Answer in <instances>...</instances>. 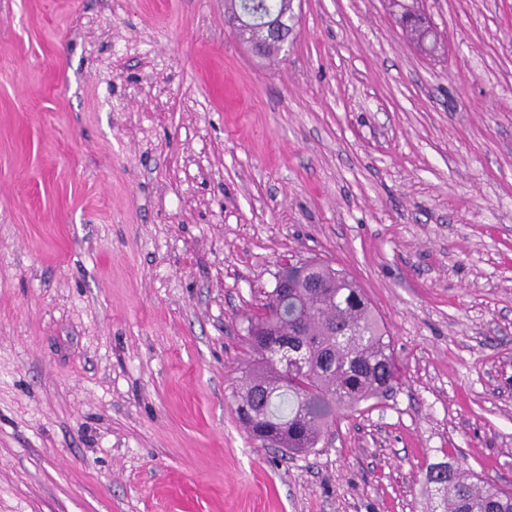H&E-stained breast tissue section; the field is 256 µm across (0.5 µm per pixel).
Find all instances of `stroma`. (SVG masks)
<instances>
[{"label": "stroma", "mask_w": 512, "mask_h": 512, "mask_svg": "<svg viewBox=\"0 0 512 512\" xmlns=\"http://www.w3.org/2000/svg\"><path fill=\"white\" fill-rule=\"evenodd\" d=\"M0 0V512H433L512 489V0ZM346 271L401 378L283 456L237 420L286 263ZM240 3L244 2H258L264 11L271 13V15L259 16L258 12L249 8H243L241 4L236 5L228 16V22L239 35L251 34L256 42L274 41L277 42L283 50H288V44L293 39V28L286 23L281 24L280 20L275 21L274 16L280 17L288 12V4L286 0H238ZM265 1V3H262ZM263 4V6H262ZM402 11L401 16L403 18H413L415 21H408L406 28L404 29L407 34L421 47L426 46V43L433 36L431 26H426L418 21L421 19L419 13L413 10L410 6L405 4H398ZM442 470L431 469L426 481L436 486L440 493V512H512V490H505L498 484L485 480L476 474H467L461 467L447 464Z\"/></svg>", "instance_id": "obj_1"}]
</instances>
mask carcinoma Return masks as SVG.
<instances>
[{
  "instance_id": "cac0c4a2",
  "label": "carcinoma",
  "mask_w": 512,
  "mask_h": 512,
  "mask_svg": "<svg viewBox=\"0 0 512 512\" xmlns=\"http://www.w3.org/2000/svg\"><path fill=\"white\" fill-rule=\"evenodd\" d=\"M401 16L410 19L406 33L426 46L432 28L408 5H401ZM278 276L290 285L288 294L273 289L266 299L280 301L281 314L271 321L262 315L250 328L276 331L272 343L298 353L303 368L285 374L265 356L257 337H249L247 387L236 413L251 438L273 434L288 453H310L336 422V412L351 413L387 395L400 374L386 328L356 281L312 259L289 264ZM426 481L440 493L441 512H512V490L461 467L430 468Z\"/></svg>"
}]
</instances>
